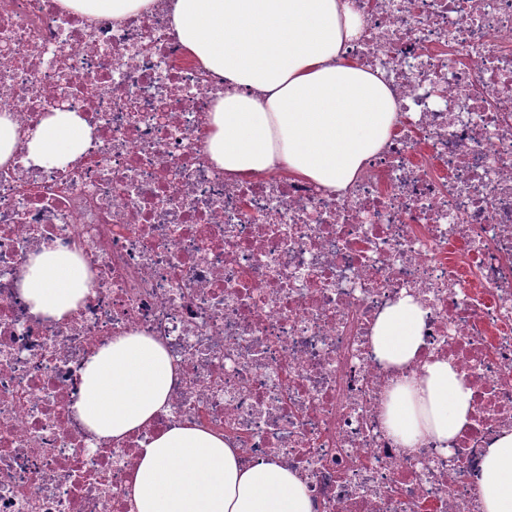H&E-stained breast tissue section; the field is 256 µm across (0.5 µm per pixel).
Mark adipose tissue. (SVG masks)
I'll list each match as a JSON object with an SVG mask.
<instances>
[{
  "mask_svg": "<svg viewBox=\"0 0 512 512\" xmlns=\"http://www.w3.org/2000/svg\"><path fill=\"white\" fill-rule=\"evenodd\" d=\"M90 17L119 20L151 0H59ZM170 29L189 56L224 80L208 117L209 160L230 177L283 170L346 192L390 137L399 104L380 71L346 57L364 19L350 0H170ZM92 129L57 110L23 131L0 113V164L25 145L38 165L62 167L88 147ZM91 286L77 253L45 245L20 283L33 315L63 320ZM425 311L402 296L377 318L375 354L400 369L423 345ZM177 367L164 346L131 334L90 353L75 409L89 433L118 439L147 424L168 401ZM472 391L453 364H425L396 383L385 421L402 446L453 441L470 423ZM479 512H512V429L487 448ZM135 512H311L304 480L267 459L244 466L223 438L176 425L143 448L131 483Z\"/></svg>",
  "mask_w": 512,
  "mask_h": 512,
  "instance_id": "ef3b65f1",
  "label": "adipose tissue"
}]
</instances>
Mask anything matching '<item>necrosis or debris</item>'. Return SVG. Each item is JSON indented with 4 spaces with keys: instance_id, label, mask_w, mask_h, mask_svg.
I'll list each match as a JSON object with an SVG mask.
<instances>
[{
    "instance_id": "4bbe7bcc",
    "label": "necrosis or debris",
    "mask_w": 512,
    "mask_h": 512,
    "mask_svg": "<svg viewBox=\"0 0 512 512\" xmlns=\"http://www.w3.org/2000/svg\"><path fill=\"white\" fill-rule=\"evenodd\" d=\"M166 4L118 21L0 0V110L93 129L66 169L22 145L0 165V512H133L140 450L174 424L298 472L311 512H477L485 452L512 428V0H363L348 53L404 117L345 195L210 163L222 82ZM45 245L93 281L61 322L19 288ZM404 293L424 346L397 371L370 336ZM131 333L178 376L152 423L93 437L73 411L85 358ZM437 359L471 388V423L403 447L387 392Z\"/></svg>"
}]
</instances>
